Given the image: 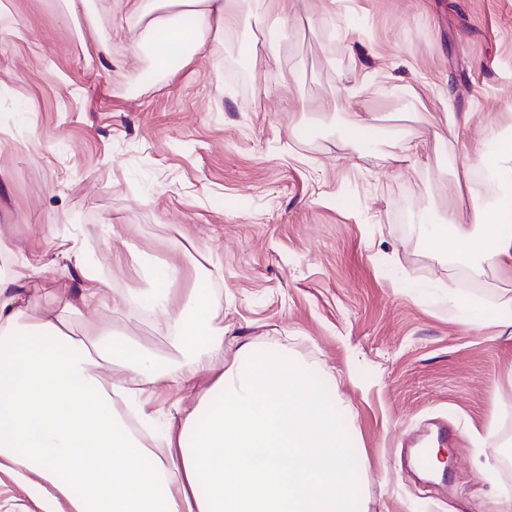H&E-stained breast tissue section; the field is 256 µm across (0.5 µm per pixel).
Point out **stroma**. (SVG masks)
Returning <instances> with one entry per match:
<instances>
[{
  "label": "stroma",
  "instance_id": "stroma-1",
  "mask_svg": "<svg viewBox=\"0 0 512 512\" xmlns=\"http://www.w3.org/2000/svg\"><path fill=\"white\" fill-rule=\"evenodd\" d=\"M116 2L93 0L107 64L82 53L84 20L62 0H0V262L29 290L30 320L85 269L117 297L140 287L133 252L179 266L184 291L206 268L225 364L250 342L323 381L352 436L363 512H491L512 495V331L462 320L512 297V279L432 258L417 219L457 204V167L512 131V0H336L330 29L326 0H243L239 24L175 60L173 80L138 30L113 28ZM232 52L242 88L224 67ZM445 108L467 125L442 123ZM365 120L369 143L351 135ZM61 243L82 268L54 265ZM30 254L51 282L29 278ZM98 327L210 385L207 356L179 355L163 312L87 309L72 324ZM192 406L186 390H160L146 443ZM443 426L448 465L422 479L411 450Z\"/></svg>",
  "mask_w": 512,
  "mask_h": 512
}]
</instances>
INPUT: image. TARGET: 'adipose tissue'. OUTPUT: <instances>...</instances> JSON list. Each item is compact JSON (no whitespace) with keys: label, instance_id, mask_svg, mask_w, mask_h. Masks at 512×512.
Masks as SVG:
<instances>
[{"label":"adipose tissue","instance_id":"obj_1","mask_svg":"<svg viewBox=\"0 0 512 512\" xmlns=\"http://www.w3.org/2000/svg\"><path fill=\"white\" fill-rule=\"evenodd\" d=\"M228 2L120 0L113 21L139 29L155 69L172 78V50L189 58L223 39ZM478 168L499 188L492 211L426 225L424 245L439 258L468 257L474 275L490 266L512 276V136L457 169L460 194ZM131 264L146 287L118 299L87 272L78 300L59 297L57 312L36 322L15 276L0 275V472L32 499L66 500L70 512H360L359 470L334 401L305 363L277 352L240 346L193 409L168 421L161 451L145 448L122 409L141 415L140 383L184 388L188 376L109 329L75 335L69 318L83 306L160 309L178 352L212 358L224 354V326L220 301L201 288L175 302L177 265L149 268L137 255Z\"/></svg>","mask_w":512,"mask_h":512}]
</instances>
